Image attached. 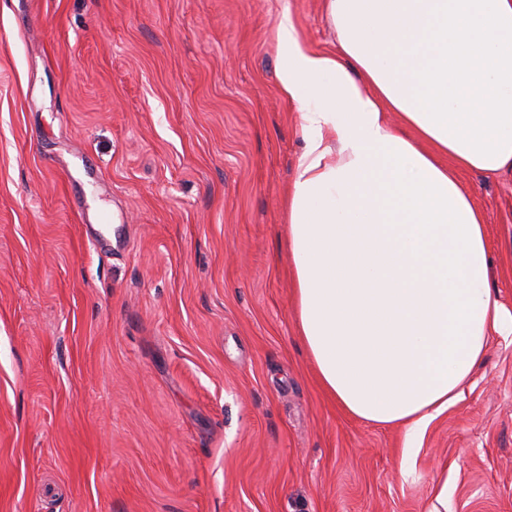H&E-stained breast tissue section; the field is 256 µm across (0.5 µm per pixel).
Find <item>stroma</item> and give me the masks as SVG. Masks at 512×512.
Masks as SVG:
<instances>
[{
	"mask_svg": "<svg viewBox=\"0 0 512 512\" xmlns=\"http://www.w3.org/2000/svg\"><path fill=\"white\" fill-rule=\"evenodd\" d=\"M324 0H0V512H512V336L402 456L297 334L277 29ZM512 307V172L464 171Z\"/></svg>",
	"mask_w": 512,
	"mask_h": 512,
	"instance_id": "stroma-1",
	"label": "stroma"
}]
</instances>
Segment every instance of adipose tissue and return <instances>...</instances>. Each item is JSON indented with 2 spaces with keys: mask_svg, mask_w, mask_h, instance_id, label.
Listing matches in <instances>:
<instances>
[{
  "mask_svg": "<svg viewBox=\"0 0 512 512\" xmlns=\"http://www.w3.org/2000/svg\"><path fill=\"white\" fill-rule=\"evenodd\" d=\"M332 53L277 32L305 149L286 208L293 313L319 382L404 455L512 309L458 174L512 171V0H325Z\"/></svg>",
  "mask_w": 512,
  "mask_h": 512,
  "instance_id": "adipose-tissue-1",
  "label": "adipose tissue"
}]
</instances>
